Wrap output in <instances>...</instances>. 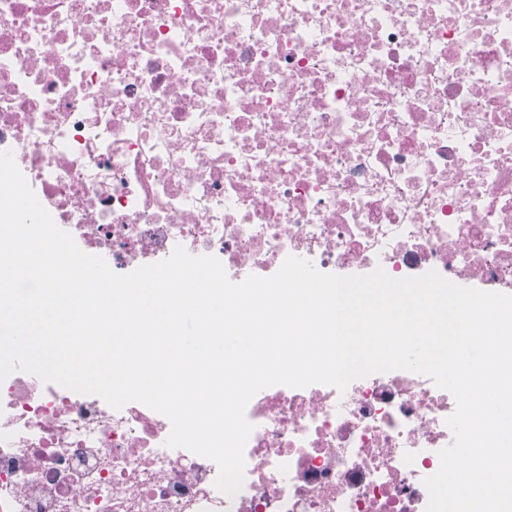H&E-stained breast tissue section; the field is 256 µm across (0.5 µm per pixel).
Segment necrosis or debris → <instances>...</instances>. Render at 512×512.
<instances>
[{
	"instance_id": "obj_1",
	"label": "necrosis or debris",
	"mask_w": 512,
	"mask_h": 512,
	"mask_svg": "<svg viewBox=\"0 0 512 512\" xmlns=\"http://www.w3.org/2000/svg\"><path fill=\"white\" fill-rule=\"evenodd\" d=\"M3 151L119 274L180 245L508 294L512 0H0ZM455 408L405 370L262 389L230 498L162 414L16 371L0 512H425Z\"/></svg>"
}]
</instances>
